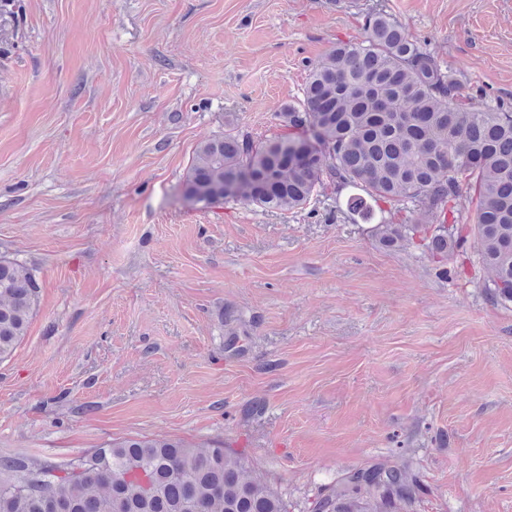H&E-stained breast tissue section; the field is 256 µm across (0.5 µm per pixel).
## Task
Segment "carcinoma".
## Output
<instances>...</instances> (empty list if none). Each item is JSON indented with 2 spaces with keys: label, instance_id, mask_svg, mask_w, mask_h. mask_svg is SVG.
Returning a JSON list of instances; mask_svg holds the SVG:
<instances>
[{
  "label": "carcinoma",
  "instance_id": "1",
  "mask_svg": "<svg viewBox=\"0 0 512 512\" xmlns=\"http://www.w3.org/2000/svg\"><path fill=\"white\" fill-rule=\"evenodd\" d=\"M299 105L257 142L226 132L201 143L184 181L193 204L302 209L352 191L350 219L384 249L414 247L443 265L474 240L485 292L512 305V107L468 95L426 39L383 11L365 34L312 65ZM40 284L0 255V361L26 336ZM421 491L400 456L343 472L310 512H411ZM0 512H288L240 453L167 437L111 442L65 464L0 458Z\"/></svg>",
  "mask_w": 512,
  "mask_h": 512
}]
</instances>
